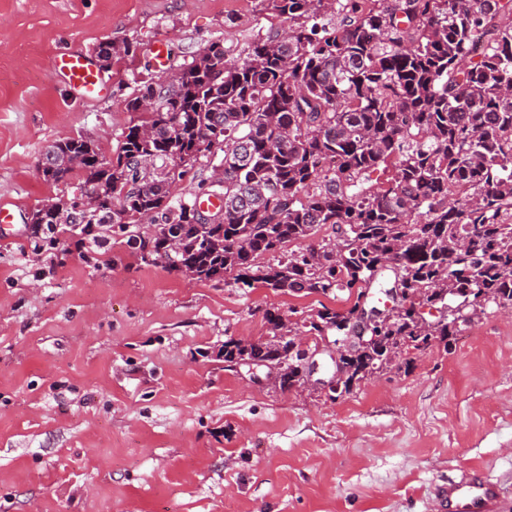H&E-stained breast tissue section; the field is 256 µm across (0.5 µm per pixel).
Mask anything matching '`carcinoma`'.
I'll return each mask as SVG.
<instances>
[{"label":"carcinoma","instance_id":"cac0c4a2","mask_svg":"<svg viewBox=\"0 0 512 512\" xmlns=\"http://www.w3.org/2000/svg\"><path fill=\"white\" fill-rule=\"evenodd\" d=\"M288 21L237 61L206 46L166 84L146 80L127 101L133 114L108 157L91 140L54 142L59 164L45 182L79 177L96 209L77 195L43 200L28 229L36 251L69 250L59 235H91L103 248L137 215L164 223L128 235L145 265L192 279L284 293L354 296L345 310L322 307L283 322L266 314L267 338L224 340V362L275 361L292 340L322 338L362 299L407 288L412 304H445L447 317L405 309L373 327L379 337L347 362L341 397L361 382L424 354L488 305L512 309V0H268ZM224 180L176 199L173 187L213 148ZM392 169L380 184L379 169ZM219 205L203 211L202 197ZM329 224L347 250L327 243L254 268L263 254L314 237Z\"/></svg>","mask_w":512,"mask_h":512}]
</instances>
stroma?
Returning a JSON list of instances; mask_svg holds the SVG:
<instances>
[{"mask_svg": "<svg viewBox=\"0 0 512 512\" xmlns=\"http://www.w3.org/2000/svg\"><path fill=\"white\" fill-rule=\"evenodd\" d=\"M282 26L264 0H0V203L21 212L0 230V512H433L462 467L497 480L495 512H512V311L488 306L332 402L248 388L220 350L266 337V312L342 310L347 293L190 279L120 236L62 259L30 247V212L70 192L42 179L48 145L112 155L140 81ZM106 40L136 55L103 67L106 97L75 102L51 59Z\"/></svg>", "mask_w": 512, "mask_h": 512, "instance_id": "35a3bbf8", "label": "stroma"}]
</instances>
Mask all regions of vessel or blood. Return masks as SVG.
Masks as SVG:
<instances>
[{
    "label": "vessel or blood",
    "instance_id": "b4317fda",
    "mask_svg": "<svg viewBox=\"0 0 512 512\" xmlns=\"http://www.w3.org/2000/svg\"><path fill=\"white\" fill-rule=\"evenodd\" d=\"M53 69L80 101H93L108 90L102 73L80 50L55 54ZM502 490L499 484L482 472L464 470L462 475L437 490L440 512H492Z\"/></svg>",
    "mask_w": 512,
    "mask_h": 512
}]
</instances>
